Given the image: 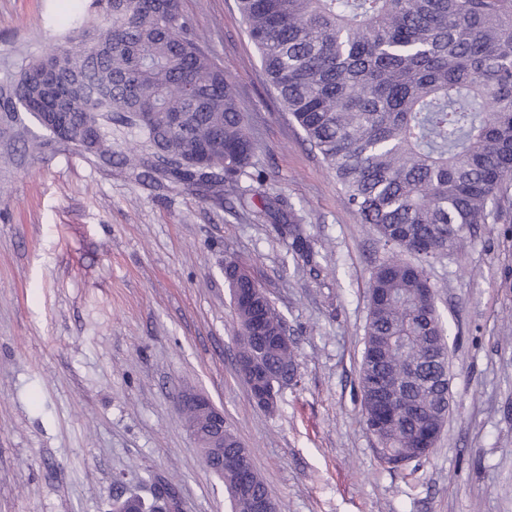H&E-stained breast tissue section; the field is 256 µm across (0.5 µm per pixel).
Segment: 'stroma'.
<instances>
[{
	"label": "stroma",
	"mask_w": 512,
	"mask_h": 512,
	"mask_svg": "<svg viewBox=\"0 0 512 512\" xmlns=\"http://www.w3.org/2000/svg\"><path fill=\"white\" fill-rule=\"evenodd\" d=\"M68 0H0V83L64 43ZM246 113L264 191L315 252L244 205L205 200L0 122V512H110L171 487L229 512L178 406L208 396L280 512H512V221L480 224L431 263L452 408L427 459L383 464L358 374L373 269L387 253L270 92L237 0H182ZM248 264L283 317L296 383L274 412L237 371L224 263Z\"/></svg>",
	"instance_id": "stroma-1"
}]
</instances>
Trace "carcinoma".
Instances as JSON below:
<instances>
[{
    "mask_svg": "<svg viewBox=\"0 0 512 512\" xmlns=\"http://www.w3.org/2000/svg\"><path fill=\"white\" fill-rule=\"evenodd\" d=\"M282 109L340 184L343 201L387 248L372 271L359 372L365 429L393 468L418 462L448 415L446 329L425 269L475 224L512 211V0H237ZM74 0L60 48L0 86V112H26L49 135L112 164V124L143 138L136 179L222 199L253 167L254 141L232 81L182 20L180 0ZM88 71L110 87L87 96ZM295 252L313 258L297 228ZM420 258L414 263L409 255ZM241 357L277 405L293 380L291 340L250 271L224 263ZM400 382L414 411L384 391ZM224 468L230 512L269 494Z\"/></svg>",
    "mask_w": 512,
    "mask_h": 512,
    "instance_id": "carcinoma-1",
    "label": "carcinoma"
}]
</instances>
